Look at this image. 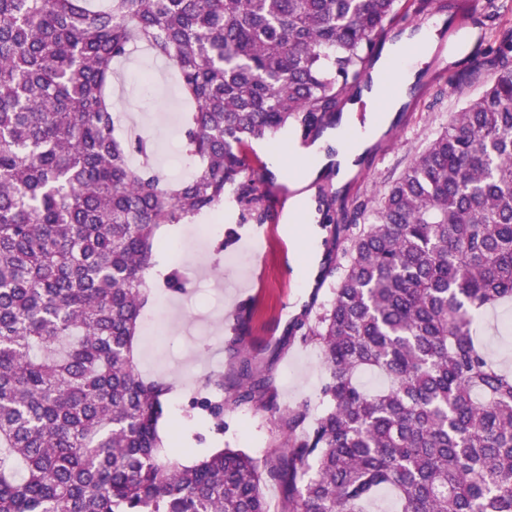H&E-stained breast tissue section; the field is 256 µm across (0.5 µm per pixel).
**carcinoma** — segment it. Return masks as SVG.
<instances>
[{"label":"carcinoma","mask_w":512,"mask_h":512,"mask_svg":"<svg viewBox=\"0 0 512 512\" xmlns=\"http://www.w3.org/2000/svg\"><path fill=\"white\" fill-rule=\"evenodd\" d=\"M89 2L0 0V512H269V483L288 485L284 512H366L383 490L395 512H512V372L476 338L512 301V34L378 201L316 196L341 261L322 270L328 303L289 329L321 351V414H278L286 450L262 464L222 448L187 465L159 435L171 387L134 352L159 231L226 198L267 223L252 144L336 126L399 16L432 0ZM138 44L189 104L195 172L176 185L150 137L115 135L112 63ZM163 284L185 287L175 269ZM251 319L236 309L233 373L203 382L220 422L229 404L277 414Z\"/></svg>","instance_id":"1"}]
</instances>
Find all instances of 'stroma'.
Listing matches in <instances>:
<instances>
[{"label":"stroma","instance_id":"obj_1","mask_svg":"<svg viewBox=\"0 0 512 512\" xmlns=\"http://www.w3.org/2000/svg\"><path fill=\"white\" fill-rule=\"evenodd\" d=\"M503 2L498 14L482 10L475 14L473 29L486 34L487 39L474 42L470 52L491 57L490 41L512 28V0ZM470 52L461 53L444 67L429 65L426 84L410 99L399 125L383 138L378 154L368 157L342 190L340 199L345 207L379 195L448 124L467 96L489 84L492 67L469 72ZM141 73L154 75L157 94L143 96L137 83ZM111 95L127 119L137 120L146 129L154 144L157 167L172 174V157L179 146L187 107L174 68L138 51L116 64ZM221 227L235 233L234 241L221 252L215 239L193 237L190 225L163 228L156 258L160 264L180 268L186 291H153L144 316L165 335L157 341L139 336L136 345L142 375L173 385L161 432L170 438L177 457L186 464L227 446L262 461L284 446L277 418L249 404L226 412L220 432L195 417L192 404L200 396L205 376L232 368L222 320L241 304L253 308L245 345L270 369L280 411L304 405L309 415L315 416L322 410L320 390L326 370L320 350L317 345L288 338L287 328L306 308L330 298L327 285L306 286L299 279L304 268L319 269L333 260L326 232L315 222L303 224L298 231L274 220L241 224L236 212L228 208L223 211ZM478 338L500 367L512 369V303L485 313Z\"/></svg>","mask_w":512,"mask_h":512}]
</instances>
